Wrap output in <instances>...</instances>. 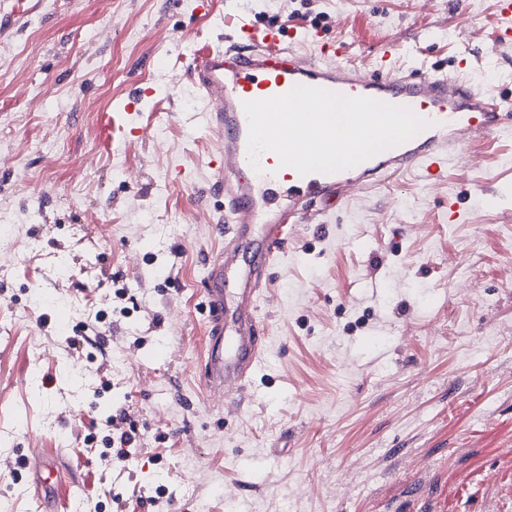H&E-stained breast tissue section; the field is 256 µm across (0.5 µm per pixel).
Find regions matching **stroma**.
<instances>
[{
	"label": "stroma",
	"mask_w": 512,
	"mask_h": 512,
	"mask_svg": "<svg viewBox=\"0 0 512 512\" xmlns=\"http://www.w3.org/2000/svg\"><path fill=\"white\" fill-rule=\"evenodd\" d=\"M497 2L0 0V512H37L32 448L58 450L76 512H151L160 488L169 512H512V130L466 141L440 182L384 175L292 226L237 409L200 385L224 198L186 77L235 12L346 42L363 74L385 42L402 69L466 55L508 100ZM99 313L104 356L69 350Z\"/></svg>",
	"instance_id": "stroma-1"
}]
</instances>
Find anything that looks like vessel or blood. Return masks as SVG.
<instances>
[{
  "instance_id": "b4317fda",
  "label": "vessel or blood",
  "mask_w": 512,
  "mask_h": 512,
  "mask_svg": "<svg viewBox=\"0 0 512 512\" xmlns=\"http://www.w3.org/2000/svg\"><path fill=\"white\" fill-rule=\"evenodd\" d=\"M226 40L203 47L188 76L203 108L200 119L224 143L211 166L224 193V249L210 260L202 291L207 348L201 369L206 390L242 404L264 356L267 338L259 305L267 271L288 242V227L311 222L315 202L349 199L372 175L408 172L436 182L448 168L461 138L481 139L512 128V106L470 86V59L452 72H400L392 67V45L382 47L369 76L344 63L345 43L299 35L294 28L261 27L233 14ZM305 85L348 97H368L410 109L426 126L408 141L332 173L300 174L279 164L275 153L250 160L244 102L269 99ZM36 483L50 487L64 467L57 454H34Z\"/></svg>"
}]
</instances>
